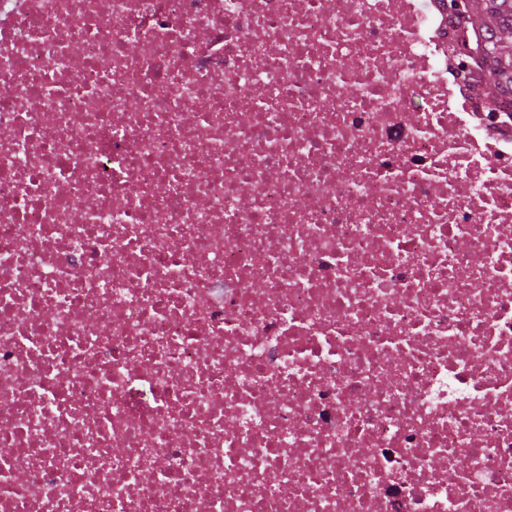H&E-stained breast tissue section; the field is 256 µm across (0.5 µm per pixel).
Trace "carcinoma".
<instances>
[{
    "instance_id": "obj_1",
    "label": "carcinoma",
    "mask_w": 512,
    "mask_h": 512,
    "mask_svg": "<svg viewBox=\"0 0 512 512\" xmlns=\"http://www.w3.org/2000/svg\"><path fill=\"white\" fill-rule=\"evenodd\" d=\"M469 38L468 61L494 95L512 100V0H448Z\"/></svg>"
}]
</instances>
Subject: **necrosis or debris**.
<instances>
[{
  "label": "necrosis or debris",
  "instance_id": "necrosis-or-debris-1",
  "mask_svg": "<svg viewBox=\"0 0 512 512\" xmlns=\"http://www.w3.org/2000/svg\"><path fill=\"white\" fill-rule=\"evenodd\" d=\"M461 37L0 0V512H512V111L453 103Z\"/></svg>",
  "mask_w": 512,
  "mask_h": 512
}]
</instances>
